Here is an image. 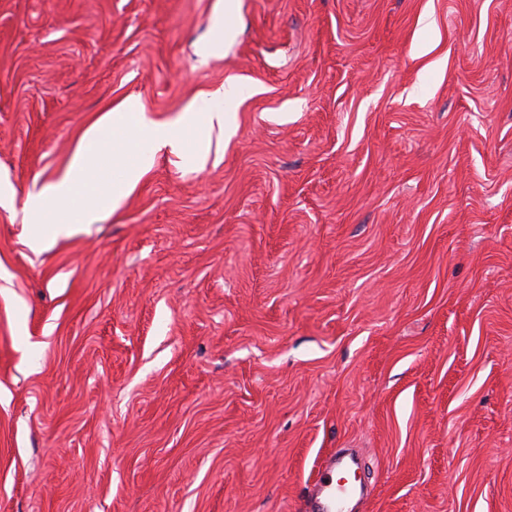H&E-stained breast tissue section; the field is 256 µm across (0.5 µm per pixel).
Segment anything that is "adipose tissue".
Listing matches in <instances>:
<instances>
[{
    "instance_id": "1",
    "label": "adipose tissue",
    "mask_w": 512,
    "mask_h": 512,
    "mask_svg": "<svg viewBox=\"0 0 512 512\" xmlns=\"http://www.w3.org/2000/svg\"><path fill=\"white\" fill-rule=\"evenodd\" d=\"M241 93L239 84L226 83L165 121L146 112L138 98H127L86 133L58 178L29 193L27 244L41 248L98 221L104 211L119 209L158 155L188 156L205 169L211 161L209 136L216 129L234 132L231 105Z\"/></svg>"
}]
</instances>
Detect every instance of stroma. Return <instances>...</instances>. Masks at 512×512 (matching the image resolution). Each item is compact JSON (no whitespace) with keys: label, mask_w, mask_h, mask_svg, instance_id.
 Masks as SVG:
<instances>
[{"label":"stroma","mask_w":512,"mask_h":512,"mask_svg":"<svg viewBox=\"0 0 512 512\" xmlns=\"http://www.w3.org/2000/svg\"><path fill=\"white\" fill-rule=\"evenodd\" d=\"M0 0V512H512V0ZM219 50L202 55L213 40ZM236 80L40 251L23 203L127 98ZM358 488L336 477V462L332 458L321 465L311 486V500L318 512H349V505Z\"/></svg>","instance_id":"35a3bbf8"}]
</instances>
